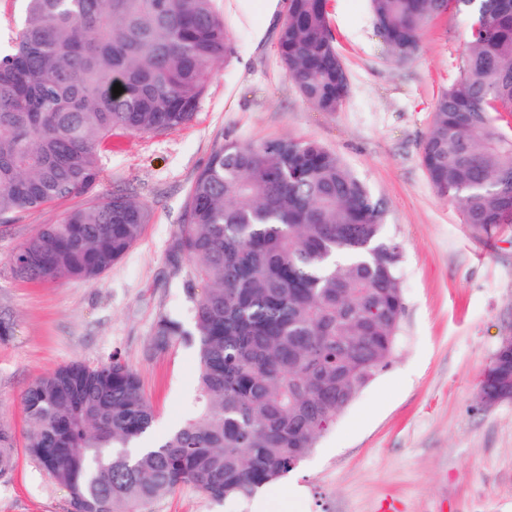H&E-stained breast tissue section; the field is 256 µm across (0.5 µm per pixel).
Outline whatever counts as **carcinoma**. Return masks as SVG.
Segmentation results:
<instances>
[{
	"mask_svg": "<svg viewBox=\"0 0 512 512\" xmlns=\"http://www.w3.org/2000/svg\"><path fill=\"white\" fill-rule=\"evenodd\" d=\"M25 2L0 55V220L85 193L115 132L190 121L215 63L233 51L214 0ZM369 2L402 63L418 55L430 21L470 18L461 75L436 99L420 158L461 223L493 237L512 224V133L495 123L512 113V0ZM277 46L301 96L340 111L350 83L326 0H288ZM387 214L317 141L214 150L171 249L173 262L194 263L190 326L162 316L149 344L155 354L184 337L196 345L193 417L143 444L154 411L116 353L60 365L24 391L26 450L65 489L69 512H146L185 485L216 501L247 499L296 469L394 356L405 302ZM147 216L123 192L92 198L23 241L10 263L29 280L93 282L140 239ZM485 375L512 390V352ZM13 466L1 427L0 478Z\"/></svg>",
	"mask_w": 512,
	"mask_h": 512,
	"instance_id": "1",
	"label": "carcinoma"
}]
</instances>
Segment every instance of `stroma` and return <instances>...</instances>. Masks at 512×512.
I'll return each instance as SVG.
<instances>
[{"instance_id":"obj_1","label":"stroma","mask_w":512,"mask_h":512,"mask_svg":"<svg viewBox=\"0 0 512 512\" xmlns=\"http://www.w3.org/2000/svg\"><path fill=\"white\" fill-rule=\"evenodd\" d=\"M254 0H217L233 53L218 62L193 118L150 135L113 137L87 195L57 200L0 223V425L14 436L15 466L0 479V512H67L66 491L25 448L21 395L37 377L118 353L140 376L159 439L195 408L198 360L176 341L148 349L157 320L188 318L192 263L171 247L191 184L219 143L312 139L338 154L389 207L386 231L403 248L405 313L392 362L365 386L287 478L306 489L302 512H512V402L478 398L482 376L512 336V225L485 237L439 196L420 161L440 93L461 73L463 14L431 22L418 57L394 62L369 0H328L330 27L350 95L319 112L288 78L277 33L288 10L259 14ZM129 190L148 210L141 239L93 282H31L9 258L41 227L87 197ZM148 512H251L250 501H215L192 487Z\"/></svg>"}]
</instances>
